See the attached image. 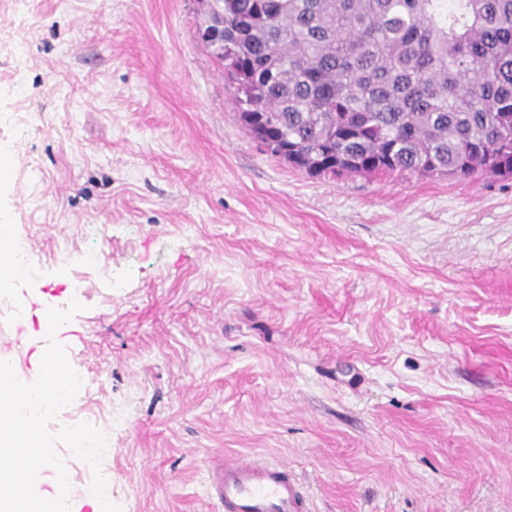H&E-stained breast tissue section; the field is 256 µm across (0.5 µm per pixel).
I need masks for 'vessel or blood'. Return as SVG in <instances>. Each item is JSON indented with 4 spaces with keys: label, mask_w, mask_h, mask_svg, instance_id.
<instances>
[{
    "label": "vessel or blood",
    "mask_w": 512,
    "mask_h": 512,
    "mask_svg": "<svg viewBox=\"0 0 512 512\" xmlns=\"http://www.w3.org/2000/svg\"><path fill=\"white\" fill-rule=\"evenodd\" d=\"M206 495L218 512H307V501L288 466L234 459L207 469Z\"/></svg>",
    "instance_id": "b4317fda"
}]
</instances>
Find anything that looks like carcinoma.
<instances>
[{"instance_id":"obj_1","label":"carcinoma","mask_w":512,"mask_h":512,"mask_svg":"<svg viewBox=\"0 0 512 512\" xmlns=\"http://www.w3.org/2000/svg\"><path fill=\"white\" fill-rule=\"evenodd\" d=\"M237 118L316 177L512 173V0H211Z\"/></svg>"}]
</instances>
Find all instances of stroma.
I'll return each mask as SVG.
<instances>
[{
    "label": "stroma",
    "instance_id": "35a3bbf8",
    "mask_svg": "<svg viewBox=\"0 0 512 512\" xmlns=\"http://www.w3.org/2000/svg\"><path fill=\"white\" fill-rule=\"evenodd\" d=\"M197 0H0V216L123 512L288 463L313 512H512V179L312 177L235 116ZM37 315H0L33 382Z\"/></svg>",
    "mask_w": 512,
    "mask_h": 512
}]
</instances>
